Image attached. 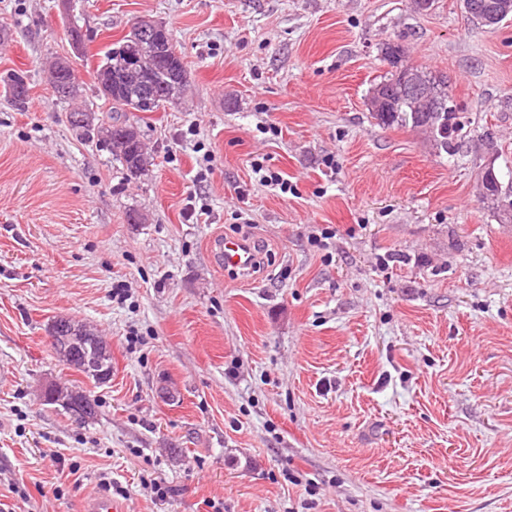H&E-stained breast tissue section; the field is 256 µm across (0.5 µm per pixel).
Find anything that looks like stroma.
<instances>
[{"label": "stroma", "mask_w": 512, "mask_h": 512, "mask_svg": "<svg viewBox=\"0 0 512 512\" xmlns=\"http://www.w3.org/2000/svg\"><path fill=\"white\" fill-rule=\"evenodd\" d=\"M142 16L190 78L127 113L152 157L129 181L68 114L108 112L95 69ZM1 23L0 74L29 83L21 107L0 92L7 512H82L107 479L128 512H512V223L480 198L485 166L512 184V20L488 32L462 0H0ZM396 39L447 74L455 156L371 118ZM62 56L72 105L47 81ZM237 231L263 257L247 279L209 248ZM58 316L110 344L108 383L55 357ZM51 382L97 417L44 404Z\"/></svg>", "instance_id": "1"}]
</instances>
